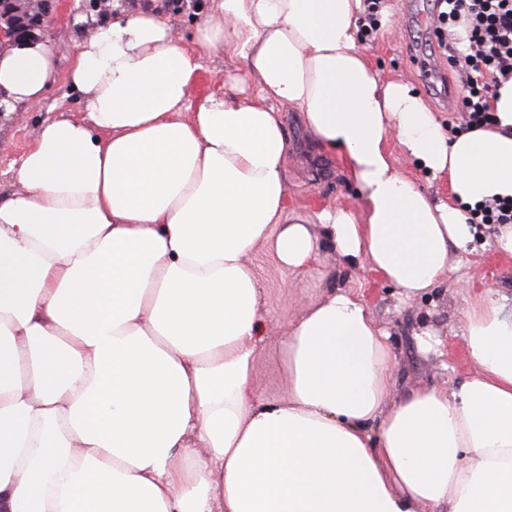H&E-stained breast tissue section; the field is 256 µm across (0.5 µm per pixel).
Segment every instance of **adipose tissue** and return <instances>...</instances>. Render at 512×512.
Returning <instances> with one entry per match:
<instances>
[{
  "instance_id": "ef3b65f1",
  "label": "adipose tissue",
  "mask_w": 512,
  "mask_h": 512,
  "mask_svg": "<svg viewBox=\"0 0 512 512\" xmlns=\"http://www.w3.org/2000/svg\"><path fill=\"white\" fill-rule=\"evenodd\" d=\"M362 0H221L200 49L242 63L189 105L200 68L149 8L93 19L68 73L81 120L40 130L0 197V512H512V309L471 296L461 383L397 392L390 336L352 289L288 325V394L263 399L258 246H319L417 298L475 241L512 256V80L495 121L444 130L358 39ZM51 38L0 46V117L39 106ZM339 154L357 203L286 218L287 107ZM448 179L438 198L389 148ZM469 224H511L512 199H496L472 209Z\"/></svg>"
}]
</instances>
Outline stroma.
Here are the masks:
<instances>
[{
  "instance_id": "stroma-1",
  "label": "stroma",
  "mask_w": 512,
  "mask_h": 512,
  "mask_svg": "<svg viewBox=\"0 0 512 512\" xmlns=\"http://www.w3.org/2000/svg\"><path fill=\"white\" fill-rule=\"evenodd\" d=\"M162 2L168 7L181 45L195 49L196 29L204 16L216 9L217 0ZM431 11L430 0H388L380 20L395 22L396 32L379 31L374 40L362 41L361 46L383 80L409 84L441 124L462 127L468 124L469 115L446 94L448 84L458 81L454 69L447 60H439L437 78L425 80L421 55L406 50L408 43L427 38V28L421 27L416 18ZM90 13L89 0H71L65 19L50 21L49 34L65 50L56 79L41 106L0 123L1 195L11 192L13 169L32 147L45 122L62 116H85L81 101L69 89L67 75L87 31L74 19ZM200 64L191 84L190 99L194 102L212 93L223 94L224 74L231 68L220 51L202 52ZM286 128L293 145L288 158L287 216L311 220L325 208L354 207L356 190L346 176L343 161L307 140L296 110H289ZM249 264L264 305L267 338L257 353L256 372L262 394L268 400L283 398L287 392L282 341L289 322L321 299L331 286L352 288L371 308L380 326L390 333L398 356L395 384L401 391L425 384L457 382L468 375L471 366L463 338L468 293L485 292L496 299L505 296L512 300V258L490 249L452 255L447 280L428 294L406 302L401 301L396 288L370 267L347 268L333 250L325 247L316 263L301 270L279 267L265 247L250 255ZM424 333L440 340L439 349H421L419 337Z\"/></svg>"
}]
</instances>
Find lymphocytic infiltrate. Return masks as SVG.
Returning <instances> with one entry per match:
<instances>
[{
	"instance_id": "lymphocytic-infiltrate-1",
	"label": "lymphocytic infiltrate",
	"mask_w": 512,
	"mask_h": 512,
	"mask_svg": "<svg viewBox=\"0 0 512 512\" xmlns=\"http://www.w3.org/2000/svg\"><path fill=\"white\" fill-rule=\"evenodd\" d=\"M439 56L458 72L462 109L471 122L490 123V101L512 79V0H434L425 74H432Z\"/></svg>"
}]
</instances>
